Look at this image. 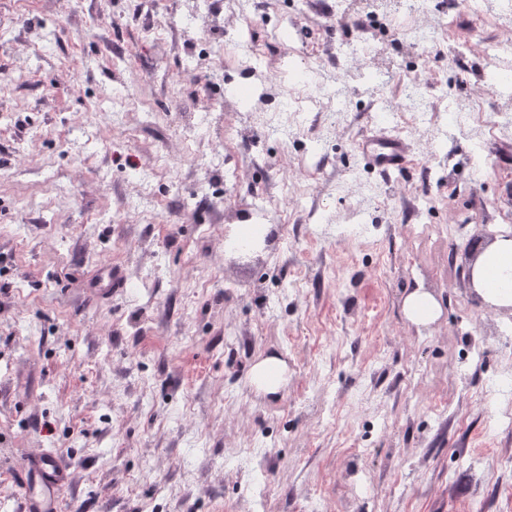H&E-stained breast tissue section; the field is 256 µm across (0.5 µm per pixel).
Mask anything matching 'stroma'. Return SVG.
I'll return each mask as SVG.
<instances>
[{
	"mask_svg": "<svg viewBox=\"0 0 512 512\" xmlns=\"http://www.w3.org/2000/svg\"><path fill=\"white\" fill-rule=\"evenodd\" d=\"M422 6L424 49L339 0H0V512L36 450L66 512H512L480 401L512 309L465 276L512 233V126L448 121L512 46ZM392 106L413 165L383 179L356 143ZM403 310L406 318L415 324H429L441 314L436 297L423 286L412 290L404 299ZM283 365V366H282ZM284 363L278 358L269 357L258 361L251 369L250 382L255 384L257 389L267 393L277 392L283 382L277 370L283 373Z\"/></svg>",
	"mask_w": 512,
	"mask_h": 512,
	"instance_id": "35a3bbf8",
	"label": "stroma"
}]
</instances>
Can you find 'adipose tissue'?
Masks as SVG:
<instances>
[{
  "label": "adipose tissue",
  "instance_id": "ef3b65f1",
  "mask_svg": "<svg viewBox=\"0 0 512 512\" xmlns=\"http://www.w3.org/2000/svg\"><path fill=\"white\" fill-rule=\"evenodd\" d=\"M473 286L497 306L512 305V237H499L477 258Z\"/></svg>",
  "mask_w": 512,
  "mask_h": 512
}]
</instances>
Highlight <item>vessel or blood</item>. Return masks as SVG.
<instances>
[{
    "instance_id": "b4317fda",
    "label": "vessel or blood",
    "mask_w": 512,
    "mask_h": 512,
    "mask_svg": "<svg viewBox=\"0 0 512 512\" xmlns=\"http://www.w3.org/2000/svg\"><path fill=\"white\" fill-rule=\"evenodd\" d=\"M357 151L365 164L383 178L403 172L410 163L407 140L386 121L374 124L362 136ZM70 483V470L53 453L36 452L23 469L24 512H61V495Z\"/></svg>"
}]
</instances>
